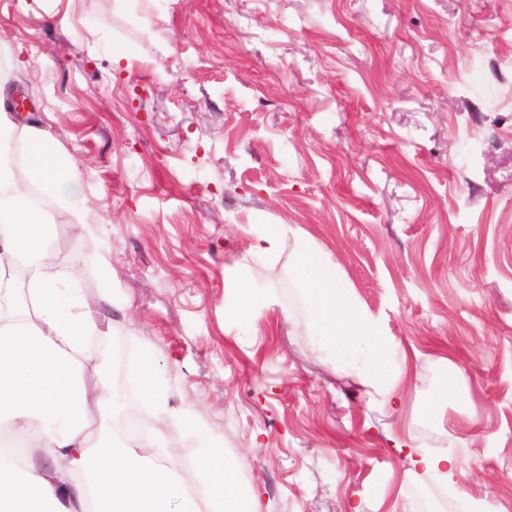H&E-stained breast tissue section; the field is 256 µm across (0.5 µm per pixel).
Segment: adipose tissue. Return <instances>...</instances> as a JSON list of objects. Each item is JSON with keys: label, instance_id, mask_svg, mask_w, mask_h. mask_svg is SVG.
<instances>
[{"label": "adipose tissue", "instance_id": "obj_1", "mask_svg": "<svg viewBox=\"0 0 512 512\" xmlns=\"http://www.w3.org/2000/svg\"><path fill=\"white\" fill-rule=\"evenodd\" d=\"M2 132L24 138L27 182L61 201L73 226L91 231L78 205L79 177L49 134L17 130L0 111ZM56 227L29 205L1 161L0 292L13 293L15 260L28 257L34 264L29 307L0 315V433L21 436L27 448L20 463L0 449V512H257L255 501L239 493V471L226 463L222 448L203 449L196 460L199 482L191 486L155 435L129 439L113 429L109 353L92 347L98 331L76 278L56 274ZM293 272L310 305V331L334 353L361 337L381 341L376 323L361 315L333 267L313 249L296 255ZM131 379L156 427L194 430L190 411L168 408L151 349L141 351Z\"/></svg>", "mask_w": 512, "mask_h": 512}]
</instances>
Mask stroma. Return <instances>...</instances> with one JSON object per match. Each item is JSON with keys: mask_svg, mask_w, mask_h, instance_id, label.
<instances>
[{"mask_svg": "<svg viewBox=\"0 0 512 512\" xmlns=\"http://www.w3.org/2000/svg\"><path fill=\"white\" fill-rule=\"evenodd\" d=\"M0 39L94 224L57 212L65 272L96 298L108 256L103 338L200 426L161 434L186 481L211 442L259 512H512V0H0ZM303 243L382 343L307 331ZM242 268L276 298L245 322ZM382 347L391 407L358 375ZM252 249L265 256H276L282 247L287 231L284 224H258ZM407 457L412 468H418L443 478H453L456 476V461L448 453L429 455L421 452H409Z\"/></svg>", "mask_w": 512, "mask_h": 512, "instance_id": "obj_1", "label": "stroma"}]
</instances>
